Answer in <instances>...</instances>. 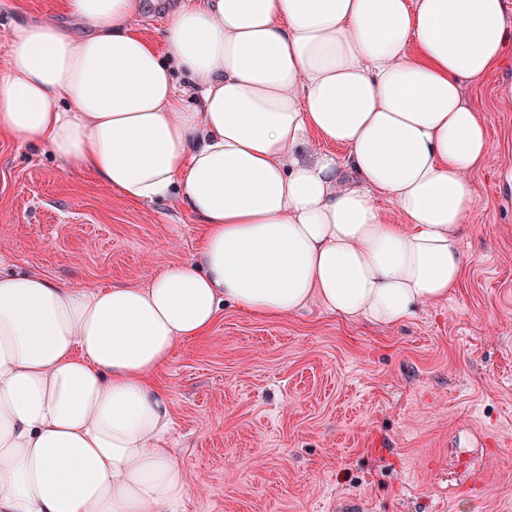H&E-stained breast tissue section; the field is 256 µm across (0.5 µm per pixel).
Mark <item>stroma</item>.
<instances>
[{"label": "stroma", "mask_w": 512, "mask_h": 512, "mask_svg": "<svg viewBox=\"0 0 512 512\" xmlns=\"http://www.w3.org/2000/svg\"><path fill=\"white\" fill-rule=\"evenodd\" d=\"M56 17L55 0H0V66L14 23ZM464 96L493 154L456 294L395 327L224 305L156 374L180 512H512V50ZM200 224L0 137V272L142 285L194 257Z\"/></svg>", "instance_id": "obj_1"}]
</instances>
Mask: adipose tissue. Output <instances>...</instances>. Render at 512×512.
Listing matches in <instances>:
<instances>
[{
	"instance_id": "obj_1",
	"label": "adipose tissue",
	"mask_w": 512,
	"mask_h": 512,
	"mask_svg": "<svg viewBox=\"0 0 512 512\" xmlns=\"http://www.w3.org/2000/svg\"><path fill=\"white\" fill-rule=\"evenodd\" d=\"M61 7L85 35L10 31L0 135L129 201L175 197L203 231L141 286L0 273V512H178L152 376L222 303L396 326L458 288L493 150L463 89L512 25L504 0H182L155 43L129 26L142 0Z\"/></svg>"
}]
</instances>
